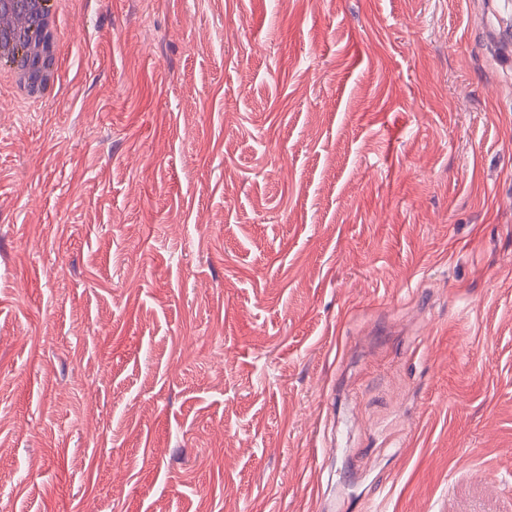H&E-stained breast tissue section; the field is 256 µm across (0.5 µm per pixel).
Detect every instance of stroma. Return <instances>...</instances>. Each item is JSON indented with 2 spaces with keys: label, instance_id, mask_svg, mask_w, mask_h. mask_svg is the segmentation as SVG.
Returning <instances> with one entry per match:
<instances>
[{
  "label": "stroma",
  "instance_id": "obj_1",
  "mask_svg": "<svg viewBox=\"0 0 512 512\" xmlns=\"http://www.w3.org/2000/svg\"><path fill=\"white\" fill-rule=\"evenodd\" d=\"M0 89V512H512V0H69Z\"/></svg>",
  "mask_w": 512,
  "mask_h": 512
}]
</instances>
